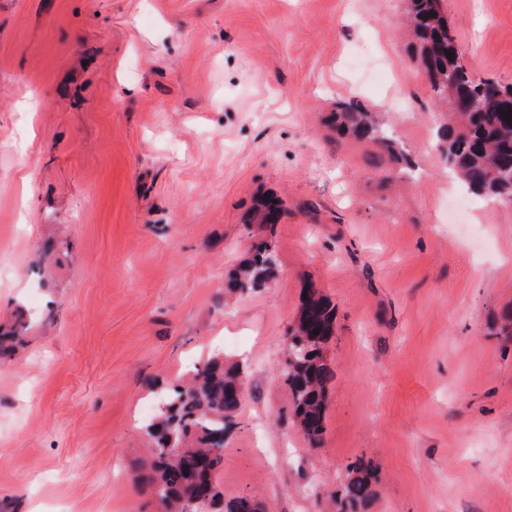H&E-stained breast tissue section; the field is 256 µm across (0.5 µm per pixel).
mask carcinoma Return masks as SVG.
<instances>
[{
  "mask_svg": "<svg viewBox=\"0 0 512 512\" xmlns=\"http://www.w3.org/2000/svg\"><path fill=\"white\" fill-rule=\"evenodd\" d=\"M408 29L413 34L418 59L436 98L450 101L449 92L474 98L478 112H458L437 126L440 152L449 168L478 197H493L512 205V111L509 85L476 80L463 63L462 52L451 32L440 0H409ZM332 123L340 135L380 146L393 159L406 161L404 148L388 127L354 100L336 102ZM283 214L282 203L268 198L244 223L258 220L274 229ZM277 258L271 240L256 241L243 266L229 277V294L256 290L276 273ZM298 318L288 334V359L283 376L293 397V416L309 442L321 444L325 428L328 387L334 371L324 349L335 337L336 309L315 286L306 288ZM238 367L216 356L209 359L188 383L174 385L165 395L163 409L153 418L150 433L155 439L153 459L144 464L146 483L164 512H259L248 496L224 499L217 473L224 460V419L238 410ZM374 477L365 467L352 468L336 512H356L373 494Z\"/></svg>",
  "mask_w": 512,
  "mask_h": 512,
  "instance_id": "1",
  "label": "carcinoma"
}]
</instances>
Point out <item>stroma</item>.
Listing matches in <instances>:
<instances>
[{
  "mask_svg": "<svg viewBox=\"0 0 512 512\" xmlns=\"http://www.w3.org/2000/svg\"><path fill=\"white\" fill-rule=\"evenodd\" d=\"M512 83V0H441ZM407 0H0V512H161V394L242 370L217 483L261 512H512V207L449 189ZM354 99L407 151L338 135ZM264 195L275 228L245 223ZM278 267L224 297L252 242ZM336 307L325 431L281 371L303 292ZM374 477L365 467L352 468L336 507V512H356L373 494Z\"/></svg>",
  "mask_w": 512,
  "mask_h": 512,
  "instance_id": "35a3bbf8",
  "label": "stroma"
}]
</instances>
